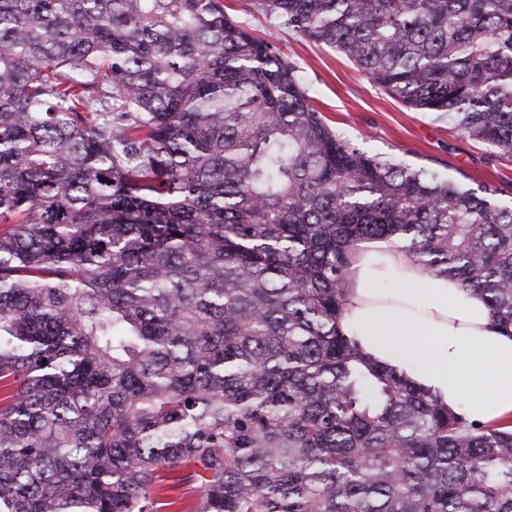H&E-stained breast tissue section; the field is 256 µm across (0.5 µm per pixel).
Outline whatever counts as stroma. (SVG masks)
<instances>
[{
	"instance_id": "obj_1",
	"label": "stroma",
	"mask_w": 512,
	"mask_h": 512,
	"mask_svg": "<svg viewBox=\"0 0 512 512\" xmlns=\"http://www.w3.org/2000/svg\"><path fill=\"white\" fill-rule=\"evenodd\" d=\"M253 0H224L225 10L253 36L295 63L312 89L315 108L341 137L371 154L427 164L468 184H484L512 197V156L468 139L446 123L412 110L334 51L293 32Z\"/></svg>"
}]
</instances>
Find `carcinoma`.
Here are the masks:
<instances>
[{"label": "carcinoma", "mask_w": 512, "mask_h": 512, "mask_svg": "<svg viewBox=\"0 0 512 512\" xmlns=\"http://www.w3.org/2000/svg\"><path fill=\"white\" fill-rule=\"evenodd\" d=\"M512 155V0H264ZM370 155L224 0H0V512H512V430L343 332L389 242L512 328V200Z\"/></svg>", "instance_id": "cac0c4a2"}]
</instances>
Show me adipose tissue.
I'll return each mask as SVG.
<instances>
[{
    "mask_svg": "<svg viewBox=\"0 0 512 512\" xmlns=\"http://www.w3.org/2000/svg\"><path fill=\"white\" fill-rule=\"evenodd\" d=\"M341 323L363 354L441 405L481 424L512 423V336L492 326L479 294L381 244L355 256Z\"/></svg>",
    "mask_w": 512,
    "mask_h": 512,
    "instance_id": "1",
    "label": "adipose tissue"
}]
</instances>
